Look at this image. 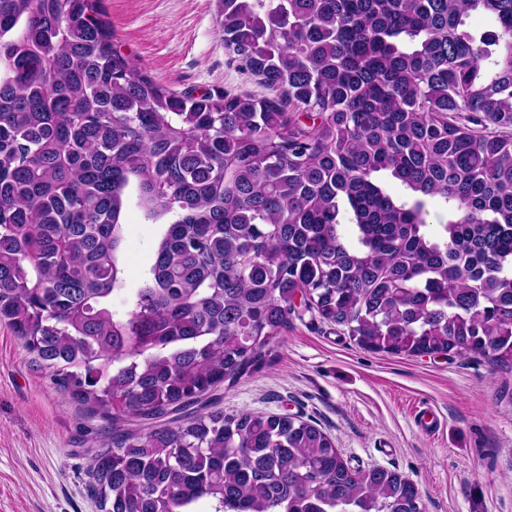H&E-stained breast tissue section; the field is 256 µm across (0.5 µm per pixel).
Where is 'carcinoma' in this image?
I'll use <instances>...</instances> for the list:
<instances>
[{
    "mask_svg": "<svg viewBox=\"0 0 512 512\" xmlns=\"http://www.w3.org/2000/svg\"><path fill=\"white\" fill-rule=\"evenodd\" d=\"M217 23L278 96L167 88L102 0H0V323L111 422L179 413L103 443L101 512H421L316 424L207 398L298 298L372 351L512 368V0H217ZM132 202L163 228L127 292Z\"/></svg>",
    "mask_w": 512,
    "mask_h": 512,
    "instance_id": "carcinoma-1",
    "label": "carcinoma"
}]
</instances>
